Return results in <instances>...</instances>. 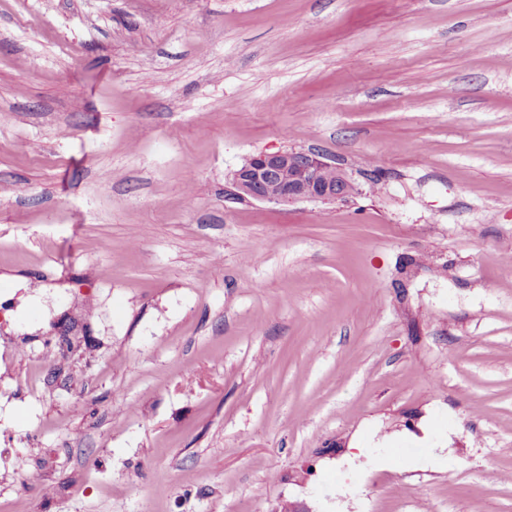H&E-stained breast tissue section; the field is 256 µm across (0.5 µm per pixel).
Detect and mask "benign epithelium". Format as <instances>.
Returning <instances> with one entry per match:
<instances>
[{
	"mask_svg": "<svg viewBox=\"0 0 512 512\" xmlns=\"http://www.w3.org/2000/svg\"><path fill=\"white\" fill-rule=\"evenodd\" d=\"M329 163L302 151L260 153L248 158L233 173L230 192L239 198L274 203L301 200L334 201L345 194L349 179L336 170V181L320 179Z\"/></svg>",
	"mask_w": 512,
	"mask_h": 512,
	"instance_id": "1",
	"label": "benign epithelium"
}]
</instances>
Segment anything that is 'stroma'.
Wrapping results in <instances>:
<instances>
[{"mask_svg":"<svg viewBox=\"0 0 512 512\" xmlns=\"http://www.w3.org/2000/svg\"><path fill=\"white\" fill-rule=\"evenodd\" d=\"M509 254L512 0H0V512H512ZM319 155L302 151L260 153L248 158L233 173L230 192L239 198L274 203L301 200L335 201L345 194L350 181L339 168Z\"/></svg>","mask_w":512,"mask_h":512,"instance_id":"stroma-1","label":"stroma"}]
</instances>
